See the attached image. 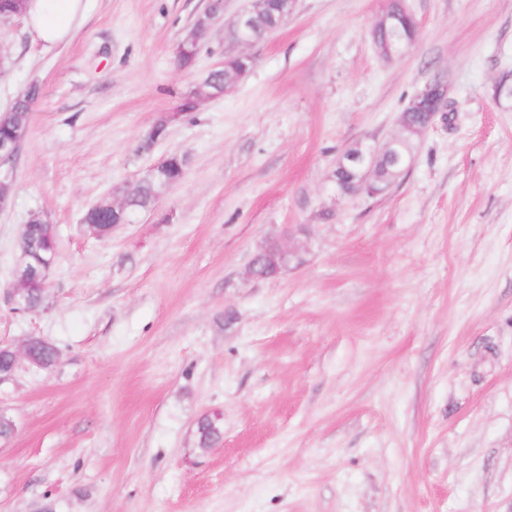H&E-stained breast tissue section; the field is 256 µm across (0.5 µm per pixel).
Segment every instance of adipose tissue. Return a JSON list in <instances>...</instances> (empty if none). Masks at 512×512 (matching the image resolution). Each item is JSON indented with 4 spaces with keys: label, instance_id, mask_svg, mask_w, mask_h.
Returning <instances> with one entry per match:
<instances>
[{
    "label": "adipose tissue",
    "instance_id": "ef3b65f1",
    "mask_svg": "<svg viewBox=\"0 0 512 512\" xmlns=\"http://www.w3.org/2000/svg\"><path fill=\"white\" fill-rule=\"evenodd\" d=\"M86 10L87 0H27L24 18L36 36L53 47L68 40Z\"/></svg>",
    "mask_w": 512,
    "mask_h": 512
}]
</instances>
